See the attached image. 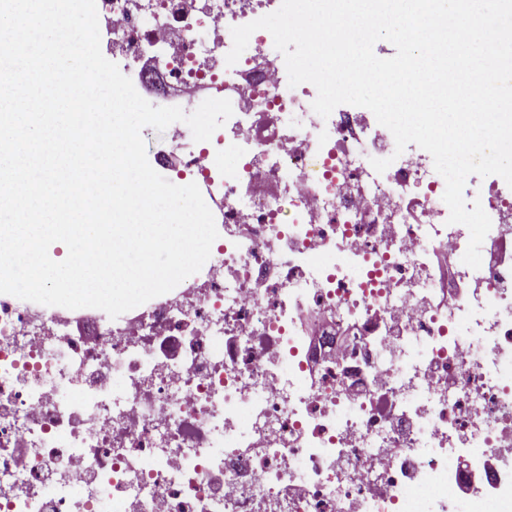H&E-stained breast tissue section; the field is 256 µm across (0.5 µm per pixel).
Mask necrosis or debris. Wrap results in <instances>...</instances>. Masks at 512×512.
<instances>
[{"instance_id":"4bbe7bcc","label":"necrosis or debris","mask_w":512,"mask_h":512,"mask_svg":"<svg viewBox=\"0 0 512 512\" xmlns=\"http://www.w3.org/2000/svg\"><path fill=\"white\" fill-rule=\"evenodd\" d=\"M166 105L230 100L210 141L170 128L221 244L92 335L0 295V512H512V188L470 176L500 255L458 264L445 181L367 108L329 117L272 35L279 0H96ZM391 158L384 172L372 159Z\"/></svg>"}]
</instances>
